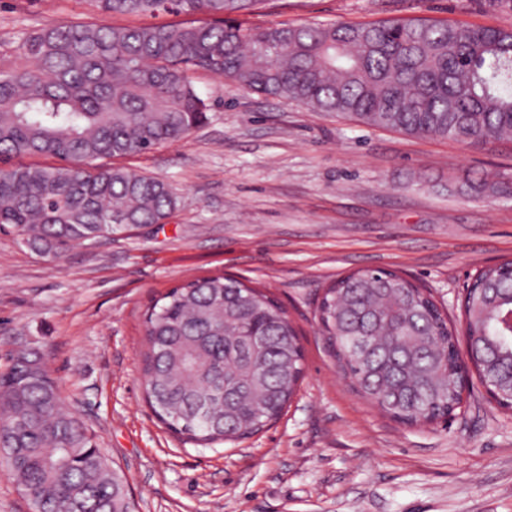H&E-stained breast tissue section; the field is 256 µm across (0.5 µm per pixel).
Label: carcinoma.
Segmentation results:
<instances>
[{
    "label": "carcinoma",
    "instance_id": "cac0c4a2",
    "mask_svg": "<svg viewBox=\"0 0 512 512\" xmlns=\"http://www.w3.org/2000/svg\"><path fill=\"white\" fill-rule=\"evenodd\" d=\"M101 14L186 19L121 26L59 22L27 33L0 62V231L59 257L120 230L164 224L178 207L166 181L113 160L186 140L208 105L202 68L271 98L369 126L477 147L512 141V27L427 19L252 27L258 0H84ZM220 16L208 22L200 16ZM511 196L512 184L465 181ZM465 332L479 378L512 407V263L470 288ZM322 335L343 375L405 425L445 419L462 401L456 336L425 292L398 273L363 269L326 288ZM145 399L155 416L206 447L270 426L303 375L282 306L235 277L173 288L144 316ZM0 456L34 512H135L124 478L66 410L49 368L20 352L0 374Z\"/></svg>",
    "mask_w": 512,
    "mask_h": 512
}]
</instances>
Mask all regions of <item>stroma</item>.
Returning a JSON list of instances; mask_svg holds the SVG:
<instances>
[{
  "instance_id": "obj_1",
  "label": "stroma",
  "mask_w": 512,
  "mask_h": 512,
  "mask_svg": "<svg viewBox=\"0 0 512 512\" xmlns=\"http://www.w3.org/2000/svg\"><path fill=\"white\" fill-rule=\"evenodd\" d=\"M83 0H0V57ZM426 18L512 26L478 0H259L248 20ZM209 106L188 140L124 159L167 181L179 206L54 259L0 231V373L40 355L63 405L127 480L137 512H512V410L470 378L445 422L383 415L340 371L315 311L324 288L383 267L427 288L453 323L477 271L512 258V198L463 180L512 182V143L469 148L257 94L203 70ZM229 274L267 288L299 332L304 377L281 417L247 439L187 443L145 401L144 314L171 289Z\"/></svg>"
}]
</instances>
